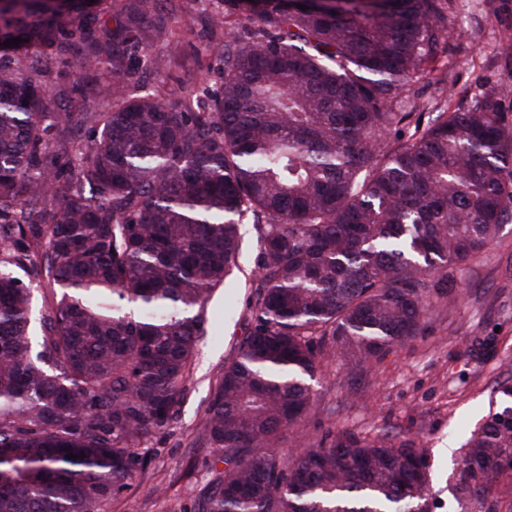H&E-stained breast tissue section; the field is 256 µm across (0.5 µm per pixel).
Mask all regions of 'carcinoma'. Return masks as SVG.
<instances>
[{"instance_id":"1","label":"carcinoma","mask_w":512,"mask_h":512,"mask_svg":"<svg viewBox=\"0 0 512 512\" xmlns=\"http://www.w3.org/2000/svg\"><path fill=\"white\" fill-rule=\"evenodd\" d=\"M197 2L223 79L174 98L129 86L179 41L187 0H0V455L21 465L0 512H112L148 469L241 224L259 247L249 331L205 410L213 476L189 512H416V441L341 430L286 454L279 435L324 356L366 364L420 335L512 223L501 91L425 122L396 111L451 0ZM49 57L121 83L60 112ZM499 393L460 512H499L495 478L512 480V384Z\"/></svg>"}]
</instances>
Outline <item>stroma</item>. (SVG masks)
<instances>
[{
	"mask_svg": "<svg viewBox=\"0 0 512 512\" xmlns=\"http://www.w3.org/2000/svg\"><path fill=\"white\" fill-rule=\"evenodd\" d=\"M446 51L430 64L403 104L431 112L436 101L467 103L489 88L501 92L500 110L512 120V0H451L446 12ZM178 46L162 45L156 57L168 65L135 85L151 91L221 82L205 51L200 10L185 14ZM50 86L65 112H87L112 91L109 73L97 72L85 95L69 93V69L49 60ZM242 267L217 289L207 308V334L185 383L181 418L151 443L150 469L112 504V512H186L211 477L212 453L203 422L211 390L225 361L246 335L258 250L252 225L241 227ZM512 382V224L486 254L474 259L420 336L387 349L365 367L324 360L312 381L313 403L301 434L313 444L330 431L415 438L430 478L431 512H456V474L466 443L498 401L501 383Z\"/></svg>",
	"mask_w": 512,
	"mask_h": 512,
	"instance_id": "obj_1",
	"label": "stroma"
}]
</instances>
